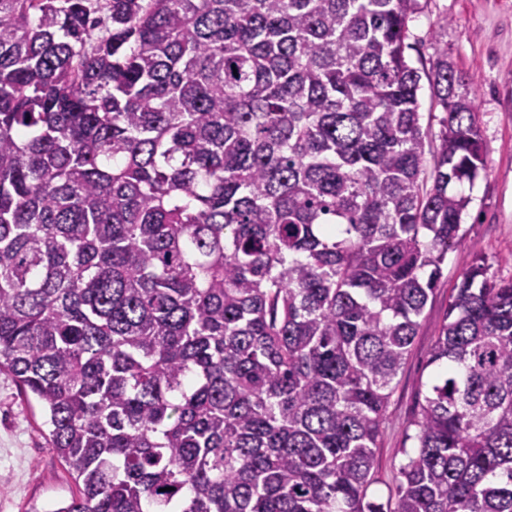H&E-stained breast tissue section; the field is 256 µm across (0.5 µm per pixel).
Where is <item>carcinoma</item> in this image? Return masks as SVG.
Wrapping results in <instances>:
<instances>
[{"label":"carcinoma","instance_id":"carcinoma-1","mask_svg":"<svg viewBox=\"0 0 512 512\" xmlns=\"http://www.w3.org/2000/svg\"><path fill=\"white\" fill-rule=\"evenodd\" d=\"M106 11L105 34L90 32ZM419 0H0V372L54 512H512V278L465 265L387 502L386 408L485 170ZM421 90L419 93L420 103V122L424 131L429 134L432 150L439 145L440 131L442 129L441 120L445 116V112L432 99L428 79L421 71Z\"/></svg>","mask_w":512,"mask_h":512}]
</instances>
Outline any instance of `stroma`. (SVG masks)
Returning a JSON list of instances; mask_svg holds the SVG:
<instances>
[{
	"label": "stroma",
	"mask_w": 512,
	"mask_h": 512,
	"mask_svg": "<svg viewBox=\"0 0 512 512\" xmlns=\"http://www.w3.org/2000/svg\"><path fill=\"white\" fill-rule=\"evenodd\" d=\"M409 23L411 60L445 58L479 79L475 105L486 149V170L465 187L471 202L462 215L463 238L449 250L425 320L397 377L387 423L376 450L369 497L386 500L410 449L407 426L418 392L435 369L428 360L465 264L483 257L498 276H512V0H420ZM40 405L0 374V512H56L78 492L48 444Z\"/></svg>",
	"instance_id": "stroma-1"
}]
</instances>
